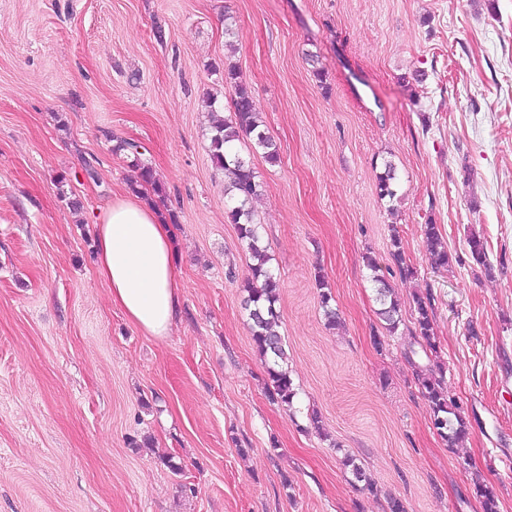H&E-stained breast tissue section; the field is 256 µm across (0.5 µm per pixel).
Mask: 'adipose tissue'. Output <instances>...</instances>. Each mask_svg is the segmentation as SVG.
Here are the masks:
<instances>
[{
  "label": "adipose tissue",
  "mask_w": 512,
  "mask_h": 512,
  "mask_svg": "<svg viewBox=\"0 0 512 512\" xmlns=\"http://www.w3.org/2000/svg\"><path fill=\"white\" fill-rule=\"evenodd\" d=\"M96 265L113 305L145 335H169L180 314L176 242L169 224L136 198H119L95 226Z\"/></svg>",
  "instance_id": "1"
}]
</instances>
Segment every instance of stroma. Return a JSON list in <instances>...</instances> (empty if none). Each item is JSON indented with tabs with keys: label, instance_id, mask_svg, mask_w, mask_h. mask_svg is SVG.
<instances>
[{
	"label": "stroma",
	"instance_id": "stroma-1",
	"mask_svg": "<svg viewBox=\"0 0 512 512\" xmlns=\"http://www.w3.org/2000/svg\"><path fill=\"white\" fill-rule=\"evenodd\" d=\"M228 63L279 153L237 144L280 279L290 411L268 396L243 308L251 259L211 160ZM122 140L163 193L138 184ZM389 167L391 200L376 190ZM130 194L177 239L181 317L162 340L96 272L97 214ZM382 281L401 306L392 336ZM426 289L469 422L453 448L404 355ZM477 479L512 512V0H0V512H389L392 497L482 512ZM423 233L435 268H448L452 262V257L448 252V246L439 225L424 224ZM468 244L473 261L488 277L493 276L494 266L488 260L487 241L479 235L473 234L469 237Z\"/></svg>",
	"mask_w": 512,
	"mask_h": 512
}]
</instances>
